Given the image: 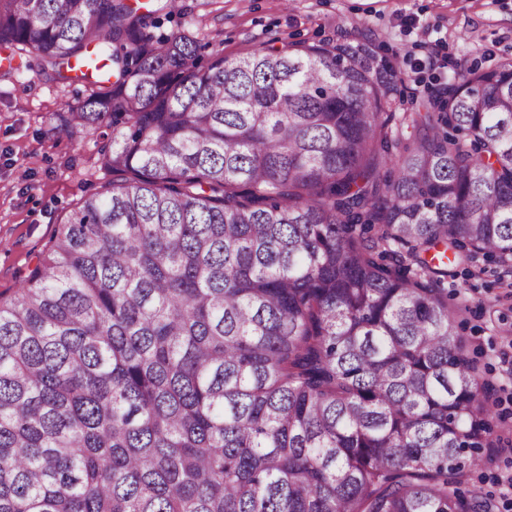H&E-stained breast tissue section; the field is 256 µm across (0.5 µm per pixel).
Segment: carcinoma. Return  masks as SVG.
<instances>
[{
  "label": "carcinoma",
  "instance_id": "carcinoma-1",
  "mask_svg": "<svg viewBox=\"0 0 512 512\" xmlns=\"http://www.w3.org/2000/svg\"><path fill=\"white\" fill-rule=\"evenodd\" d=\"M128 0H0L104 190L0 302V512H492L455 264L512 266V61L414 112L336 40L202 62ZM395 168L393 177L381 170Z\"/></svg>",
  "mask_w": 512,
  "mask_h": 512
}]
</instances>
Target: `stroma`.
Segmentation results:
<instances>
[{"mask_svg": "<svg viewBox=\"0 0 512 512\" xmlns=\"http://www.w3.org/2000/svg\"><path fill=\"white\" fill-rule=\"evenodd\" d=\"M165 32L205 37L206 58L236 57L271 46L328 39L371 42L397 56L405 84L401 111L466 69L490 70L512 60V0H181L159 12ZM0 300L14 297L58 224L83 199L102 191L111 174L98 168L101 133L70 139L59 134L64 102L86 96L88 84H62L44 73L34 54L0 48ZM486 257L457 268L448 280L469 358L494 389L499 448L470 470L462 490L512 512L504 481L512 475V288Z\"/></svg>", "mask_w": 512, "mask_h": 512, "instance_id": "obj_1", "label": "stroma"}]
</instances>
